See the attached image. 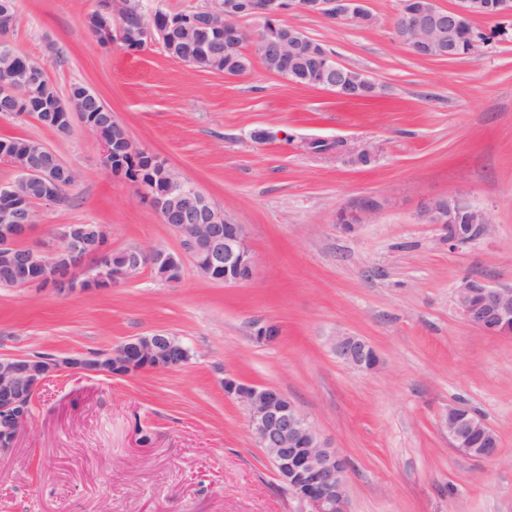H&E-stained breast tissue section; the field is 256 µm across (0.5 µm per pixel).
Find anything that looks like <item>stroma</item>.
<instances>
[{
	"mask_svg": "<svg viewBox=\"0 0 512 512\" xmlns=\"http://www.w3.org/2000/svg\"><path fill=\"white\" fill-rule=\"evenodd\" d=\"M15 4L18 50L59 92H96L139 148L246 225L256 267L234 285L188 263L175 286L146 270L70 297L0 288V355L105 351L154 330L192 355L166 372L51 378L0 456V512H302L242 407L225 398L228 373L279 387L345 456L348 512H512V336L483 334L454 301L466 276L512 286V41L493 40L477 58L424 59L395 36L399 0H368L369 27L284 14L383 89L344 101L258 61L225 76L170 58L157 41L100 47L85 23L99 0ZM16 136L51 147L79 175L67 202L37 204L26 246L64 224H97L115 251L179 250L80 122L61 135L0 114V138ZM336 139L374 145L372 162L305 148ZM455 196L485 212L491 232L452 251L419 212ZM363 197L380 209L354 229L338 224L337 212ZM270 324L274 343L256 336ZM339 333L368 340L379 368L339 361ZM451 406L495 431V458L450 447L441 419Z\"/></svg>",
	"mask_w": 512,
	"mask_h": 512,
	"instance_id": "obj_1",
	"label": "stroma"
}]
</instances>
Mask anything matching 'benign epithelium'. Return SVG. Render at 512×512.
I'll list each match as a JSON object with an SVG mask.
<instances>
[{"label":"benign epithelium","mask_w":512,"mask_h":512,"mask_svg":"<svg viewBox=\"0 0 512 512\" xmlns=\"http://www.w3.org/2000/svg\"><path fill=\"white\" fill-rule=\"evenodd\" d=\"M491 9L488 17L512 22V0H455L442 9L437 0H413L406 12L401 38L422 53L450 58L457 48L464 26ZM320 16L331 21H356L364 27L375 17L367 0H208L199 13L183 18L170 16L156 23L164 12L147 15L139 0H101L95 11L93 37L109 46L118 41L139 51L153 40L162 42L174 59L201 60L205 69L224 73V60L242 51L241 38L249 32L256 52L281 72L299 56L322 65L318 88L340 98L356 95L364 86L377 95L380 85L367 73L346 67L332 53L313 42L301 30L288 24L276 25L285 13ZM252 21L250 28L240 24ZM17 21L15 0H0V54L15 55L16 47L7 38ZM101 99L83 86L63 98L52 92L42 65L28 60L0 80V113L12 115L36 105L44 120L62 134L69 133L73 116L98 137L105 167L114 177H128L126 158L139 153L129 132L107 133L112 113L98 110ZM336 155L360 165L372 161L375 147L351 148L336 140ZM160 170L162 192L157 181L137 183L142 198L159 213L163 223L178 234L182 250L129 248L123 260L107 264L99 257L109 250L103 227L65 224L55 241L38 249L22 248L36 224L33 203L58 202L60 189L77 183V171L59 160L44 144L30 149L15 163L17 179L0 186V268L18 287L38 290L50 285L58 295L74 296L87 290L108 289L136 278L146 268L169 286L178 285L186 261H191L203 277L226 284L251 280L255 259L246 225L236 223L216 208L194 186L158 156L150 155ZM372 198L351 203L339 216L357 222L377 211ZM425 224L447 231L448 248L469 246L489 231L486 215L460 197L430 201L420 210ZM455 303L463 317L487 336H512V287H497L478 277H466L455 288ZM332 349L338 359L360 371H374L379 359L363 337L339 334ZM190 354L180 340L156 330L131 337L104 352L75 353L69 356L33 353L0 355V455L9 453L21 432L30 423L27 398L55 373L66 370L82 374L107 373L128 376L143 371L163 372L188 363ZM224 396L239 403L247 414L248 426L257 445L275 468L286 491L311 512H347L346 463L340 452L329 446L314 425L280 389L248 382L234 374L224 375ZM448 442L458 452L474 459H491L499 448L496 433L477 414L462 406L447 410L443 417ZM482 436L477 448L472 434Z\"/></svg>","instance_id":"7a95c632"}]
</instances>
